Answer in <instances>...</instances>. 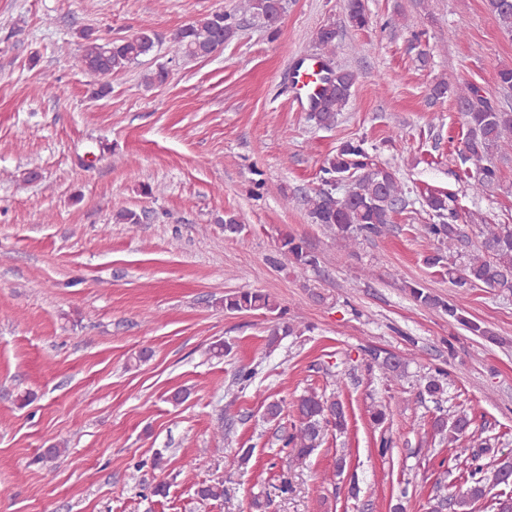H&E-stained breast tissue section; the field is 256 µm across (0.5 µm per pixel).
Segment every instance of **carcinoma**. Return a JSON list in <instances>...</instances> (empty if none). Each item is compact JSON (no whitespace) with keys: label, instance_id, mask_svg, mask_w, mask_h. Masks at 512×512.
<instances>
[{"label":"carcinoma","instance_id":"cac0c4a2","mask_svg":"<svg viewBox=\"0 0 512 512\" xmlns=\"http://www.w3.org/2000/svg\"><path fill=\"white\" fill-rule=\"evenodd\" d=\"M486 7L501 32L512 38V0H486ZM343 8L349 26L362 29L369 24L365 0H344ZM283 12L285 0H239L233 11L214 12L182 27L172 39V52L178 58L202 59L237 36L240 30L238 16H248L276 32L279 30L278 17ZM80 37L83 44L78 64L83 71L100 78L119 74L152 55L156 44V35L149 31L108 40L84 29ZM317 42L323 52H333L336 28L321 27ZM323 81L325 87L320 97L312 101L309 120L319 128L329 129L348 105L355 75L346 69H336L333 76L325 77ZM450 94L458 103L467 128L459 149L463 162L470 164L466 172L467 190L479 195L499 182L500 169L493 159L497 156L504 159L507 150H512V109L497 106L480 87L470 83L453 90L443 80L431 90L435 102ZM342 179L352 181V191L347 195L336 193V183ZM320 181L321 187L305 197L310 219L312 223L326 227L336 241L352 252L362 242L384 235L393 223L394 215L412 205L411 190L401 181L398 172L374 162L363 139L342 142L320 168ZM423 205L434 218L433 223L423 225L424 235L436 244L424 256L427 267L448 275L461 298L478 286L512 292V224H491L476 210L461 213L455 196L448 192L425 195ZM464 224L478 226V241L473 250L463 249ZM279 249L301 266L314 267L318 263L317 255L293 236H283ZM410 294L420 306L448 313V320L465 325L473 335L494 339L488 328L465 317L461 305L446 302L419 286L410 287ZM224 310L260 312L275 319L268 343L270 347L276 345L280 337L295 331V325L284 319V309L270 294L260 290L242 288L224 296ZM371 356L391 376L405 372V362L398 356L379 350L371 351ZM442 376L441 372L429 376L424 384V391L434 401L444 392ZM295 414L293 432L278 437V440L282 449L289 448L299 455L319 447L329 429L342 433L347 428L346 408L333 393L305 392L295 402ZM472 424V412L464 408L435 416L431 428L433 436L446 439L453 446L473 440ZM485 452L484 447L471 452L465 487L449 496H435L432 512H470L471 505L486 496L487 482L512 484V458L498 460L488 478L481 464ZM196 494L202 500H219L224 497V483L204 482Z\"/></svg>","mask_w":512,"mask_h":512}]
</instances>
